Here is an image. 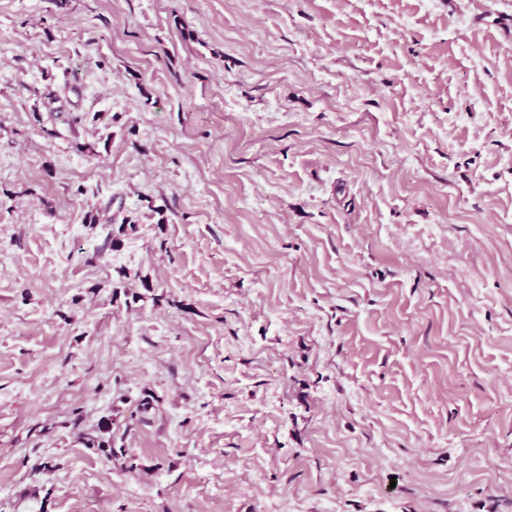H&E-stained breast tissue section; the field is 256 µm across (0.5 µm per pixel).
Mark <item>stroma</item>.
Listing matches in <instances>:
<instances>
[{
	"label": "stroma",
	"mask_w": 512,
	"mask_h": 512,
	"mask_svg": "<svg viewBox=\"0 0 512 512\" xmlns=\"http://www.w3.org/2000/svg\"><path fill=\"white\" fill-rule=\"evenodd\" d=\"M0 512H512V0H0Z\"/></svg>",
	"instance_id": "35a3bbf8"
}]
</instances>
